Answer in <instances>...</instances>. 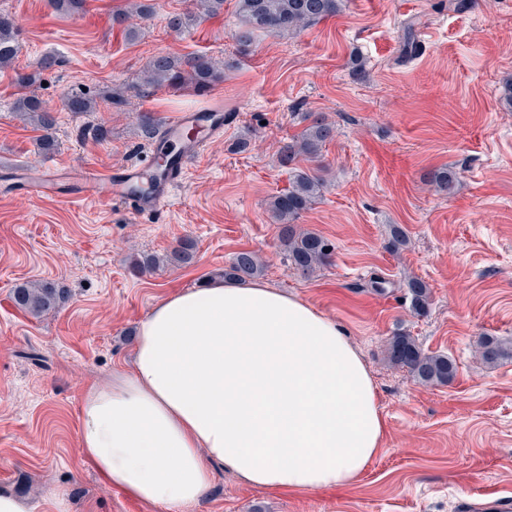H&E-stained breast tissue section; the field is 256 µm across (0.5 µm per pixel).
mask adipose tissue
<instances>
[{"label": "adipose tissue", "mask_w": 512, "mask_h": 512, "mask_svg": "<svg viewBox=\"0 0 512 512\" xmlns=\"http://www.w3.org/2000/svg\"><path fill=\"white\" fill-rule=\"evenodd\" d=\"M385 420L346 331L262 282L175 293L141 320L130 371L79 413L84 461L132 498L192 512L216 470L264 490L358 481Z\"/></svg>", "instance_id": "adipose-tissue-1"}]
</instances>
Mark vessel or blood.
<instances>
[{
  "label": "vessel or blood",
  "instance_id": "vessel-or-blood-1",
  "mask_svg": "<svg viewBox=\"0 0 512 512\" xmlns=\"http://www.w3.org/2000/svg\"><path fill=\"white\" fill-rule=\"evenodd\" d=\"M224 129V110L213 107L209 112L187 110L165 123L161 136L180 142L184 157L199 155L202 147ZM157 150H150L144 163L122 165L108 173L90 168L70 170L63 175L54 165H36L11 170L18 190L28 196L51 192L74 202L87 198L122 203L134 214L160 211L169 200L180 166L159 168Z\"/></svg>",
  "mask_w": 512,
  "mask_h": 512
}]
</instances>
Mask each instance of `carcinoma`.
I'll return each mask as SVG.
<instances>
[{"mask_svg": "<svg viewBox=\"0 0 512 512\" xmlns=\"http://www.w3.org/2000/svg\"><path fill=\"white\" fill-rule=\"evenodd\" d=\"M195 10L173 13L167 16V26L179 31L202 17H212L224 10V0H194ZM239 15L246 29L239 33V41L247 44L256 30L268 33L294 34L310 24L337 15L341 11V0H237ZM15 23L7 14L0 13V69H12L15 81L21 88L32 84L31 75L15 69L17 45L14 39ZM224 78L223 63L206 55L181 58L161 55L152 60L142 84L133 87V96L146 98L156 88L191 84L206 91ZM64 110L75 115L97 111V100L81 91L68 93L63 103ZM14 109L23 113L27 120L46 131L40 144L50 152L55 149L54 138L47 131L56 125V117L33 95H23L14 102ZM139 127L148 142L160 135V124L149 112L137 115ZM333 127L323 121H315L300 135L285 143L281 149L283 160L289 162L303 155L310 161L320 157L322 145L331 138ZM324 180L318 174L297 171L291 178L288 190L273 197L271 211L279 224V240L286 259L303 276L312 275L328 259L330 247L318 234L298 228L297 221L320 196ZM196 245L184 239L170 251L165 259L157 256L134 259L133 269L141 271L156 268L163 263L188 264L195 255ZM263 273V265L256 253L243 251L235 255L228 271L222 276L241 280L256 278ZM412 307L421 312L425 309L428 288L419 280L409 283ZM66 291L50 281H27L14 288L16 306L34 319L55 311L65 299ZM479 351L487 363H497L512 358L509 349L493 336L480 339ZM387 359L395 366L405 369L425 384L445 385L456 374L453 361L445 354L426 353L415 339L406 334L393 336L387 346Z\"/></svg>", "mask_w": 512, "mask_h": 512, "instance_id": "1", "label": "carcinoma"}]
</instances>
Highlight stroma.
Segmentation results:
<instances>
[{"label":"stroma","instance_id":"35a3bbf8","mask_svg":"<svg viewBox=\"0 0 512 512\" xmlns=\"http://www.w3.org/2000/svg\"><path fill=\"white\" fill-rule=\"evenodd\" d=\"M191 0H153L132 14L128 38L112 11L128 0H86L56 12L46 0H0L16 25V70L56 112L55 151L13 110L15 70H0V162L138 163L150 146L137 122L224 107V131L188 160L169 203L144 216L88 198L16 194L0 176V490L68 512H164L108 486L79 451V407L90 384L130 365L139 322L173 292L216 280L242 251L258 254L262 281L344 324L377 389L386 421L381 453L340 491L273 492L218 472L196 512H465L464 497H512V359L485 363L478 340L512 342V0H343L335 17L299 33L257 32L236 0L179 31L166 25ZM417 47L405 54L407 44ZM54 53L57 67L43 71ZM207 55L224 78L210 93L165 87L115 108L74 115L63 97L142 82L158 55ZM323 116L335 127L318 160L325 186L298 224L331 255L308 277L284 258L273 196L308 163L280 160L283 144ZM450 170L452 193L431 172ZM408 236L392 252V226ZM185 237L187 265L144 274L132 262ZM429 290L422 312L407 284ZM50 280L67 301L44 318L19 312L16 284ZM413 336L452 358L446 385H425L386 359L389 339Z\"/></svg>","mask_w":512,"mask_h":512}]
</instances>
